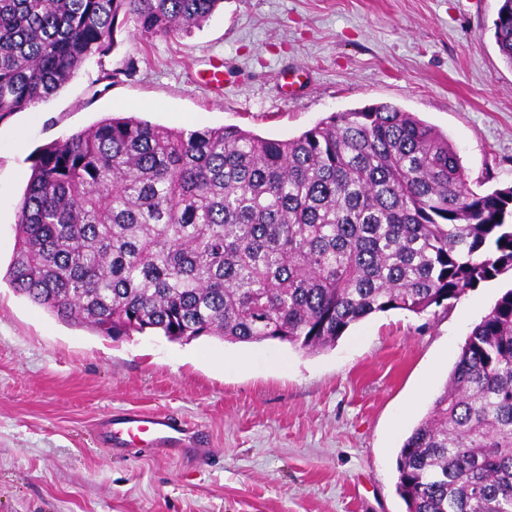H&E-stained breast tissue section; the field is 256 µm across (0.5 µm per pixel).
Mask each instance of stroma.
I'll return each instance as SVG.
<instances>
[{"label": "stroma", "mask_w": 512, "mask_h": 512, "mask_svg": "<svg viewBox=\"0 0 512 512\" xmlns=\"http://www.w3.org/2000/svg\"><path fill=\"white\" fill-rule=\"evenodd\" d=\"M500 0H224L189 36L134 19L36 111L0 118V512H406L404 439L430 412L471 329L512 275L445 312L393 310L309 354L264 341H118L59 321L6 280L30 154L109 116L169 128L300 135L387 103L447 135L471 185H512V66ZM224 62V87L199 77ZM298 77L296 95L277 85ZM169 413L204 447L118 455L107 414ZM494 20V39L500 54L512 64V0H502Z\"/></svg>", "instance_id": "35a3bbf8"}]
</instances>
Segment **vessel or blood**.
Instances as JSON below:
<instances>
[{"label":"vessel or blood","instance_id":"vessel-or-blood-1","mask_svg":"<svg viewBox=\"0 0 512 512\" xmlns=\"http://www.w3.org/2000/svg\"><path fill=\"white\" fill-rule=\"evenodd\" d=\"M103 444L109 448H130L139 444L152 446L192 445L188 425L169 415L128 412L105 419L99 424Z\"/></svg>","mask_w":512,"mask_h":512}]
</instances>
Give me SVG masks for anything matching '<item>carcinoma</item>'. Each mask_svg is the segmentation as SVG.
<instances>
[{"mask_svg": "<svg viewBox=\"0 0 512 512\" xmlns=\"http://www.w3.org/2000/svg\"><path fill=\"white\" fill-rule=\"evenodd\" d=\"M223 0H0V115L106 55L119 17L189 35ZM512 64V0L494 20ZM13 291L119 340L215 336L306 352L353 324L448 309L512 271V186L469 187L448 137L390 104L268 139L107 117L30 156ZM407 512H512V289L476 324L404 441Z\"/></svg>", "mask_w": 512, "mask_h": 512, "instance_id": "carcinoma-1", "label": "carcinoma"}]
</instances>
